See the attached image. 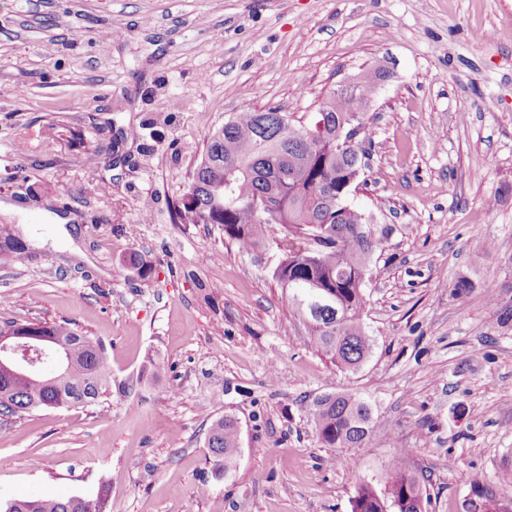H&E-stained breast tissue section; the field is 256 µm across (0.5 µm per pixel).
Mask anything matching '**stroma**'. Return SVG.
<instances>
[{
    "label": "stroma",
    "instance_id": "1",
    "mask_svg": "<svg viewBox=\"0 0 512 512\" xmlns=\"http://www.w3.org/2000/svg\"><path fill=\"white\" fill-rule=\"evenodd\" d=\"M372 65L389 76L350 200L394 231L365 287L373 352L351 373L272 278L280 225L245 252L174 205L232 115L315 111ZM1 200L24 207L0 233L30 253L0 255V323L74 322L112 368L105 406L0 430L1 503L102 491L109 512H351L398 458L427 512H461L474 476L512 471V326L497 324L512 0H0ZM336 392L371 404L374 443L320 441L309 409ZM227 414L241 452L220 478L205 438Z\"/></svg>",
    "mask_w": 512,
    "mask_h": 512
}]
</instances>
